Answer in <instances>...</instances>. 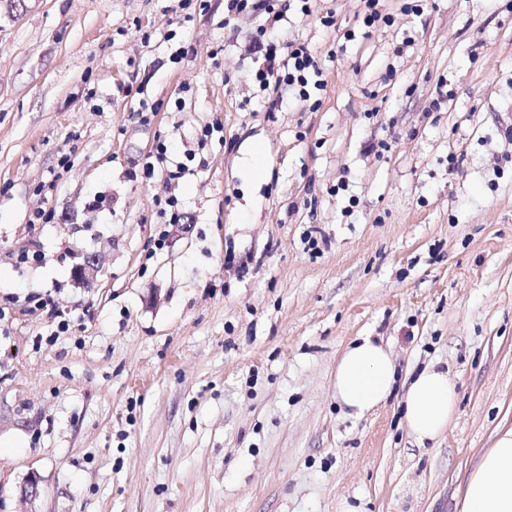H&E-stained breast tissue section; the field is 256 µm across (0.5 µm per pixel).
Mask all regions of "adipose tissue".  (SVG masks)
<instances>
[{
    "label": "adipose tissue",
    "mask_w": 512,
    "mask_h": 512,
    "mask_svg": "<svg viewBox=\"0 0 512 512\" xmlns=\"http://www.w3.org/2000/svg\"><path fill=\"white\" fill-rule=\"evenodd\" d=\"M395 382L391 352L365 337L339 356L333 392L349 416L361 418L386 403ZM403 403L409 432L421 442L436 440L457 413L456 385L447 370L429 364L411 380ZM455 512H512V427L498 431L492 448L468 473Z\"/></svg>",
    "instance_id": "adipose-tissue-1"
}]
</instances>
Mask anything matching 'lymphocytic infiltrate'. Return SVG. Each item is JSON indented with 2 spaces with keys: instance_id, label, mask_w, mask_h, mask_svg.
<instances>
[{
  "instance_id": "1",
  "label": "lymphocytic infiltrate",
  "mask_w": 512,
  "mask_h": 512,
  "mask_svg": "<svg viewBox=\"0 0 512 512\" xmlns=\"http://www.w3.org/2000/svg\"><path fill=\"white\" fill-rule=\"evenodd\" d=\"M288 10L284 0H224V25L235 34L239 19L251 17L257 22L237 48L240 61L250 64L251 82L266 111H279L288 97L308 104L314 111L321 104L327 81L308 43L289 38ZM223 130L218 122L204 126L196 137L195 148L187 150L180 160L169 156L165 136L156 134L154 149L145 157L142 170L146 178L158 175L163 180L165 194L156 203L160 216L166 217L168 223H184L176 190L192 174L191 164L199 151L205 150L214 134Z\"/></svg>"
}]
</instances>
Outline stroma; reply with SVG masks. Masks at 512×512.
<instances>
[{
  "instance_id": "1",
  "label": "stroma",
  "mask_w": 512,
  "mask_h": 512,
  "mask_svg": "<svg viewBox=\"0 0 512 512\" xmlns=\"http://www.w3.org/2000/svg\"><path fill=\"white\" fill-rule=\"evenodd\" d=\"M404 2L384 0L394 23L370 30L361 0L289 13L327 87L318 111L290 99L268 114L223 11L187 23L183 0H0V512H336L343 498L455 512L512 425V0ZM442 82L454 97L436 108ZM185 83L192 98L168 108ZM129 85L161 103L150 124ZM216 121L223 142L177 191L188 226H163V184L135 162L159 131L183 159ZM379 140L390 151L367 153ZM49 206L59 223H29ZM35 243L45 261H18ZM229 251L258 264L239 275ZM91 253L92 285L75 276ZM36 296L68 333L50 340ZM364 336L392 351L397 380L356 419L333 375ZM432 362L458 410L421 444L402 397Z\"/></svg>"
}]
</instances>
